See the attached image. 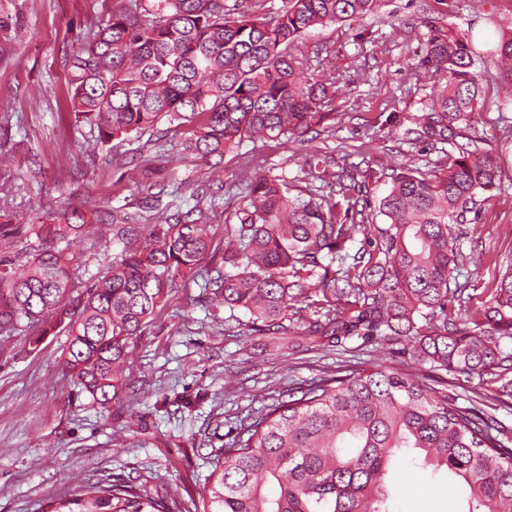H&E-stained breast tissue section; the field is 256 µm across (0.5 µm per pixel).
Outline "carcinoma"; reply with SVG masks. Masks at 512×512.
Listing matches in <instances>:
<instances>
[{
  "instance_id": "obj_1",
  "label": "carcinoma",
  "mask_w": 512,
  "mask_h": 512,
  "mask_svg": "<svg viewBox=\"0 0 512 512\" xmlns=\"http://www.w3.org/2000/svg\"><path fill=\"white\" fill-rule=\"evenodd\" d=\"M378 0H283L273 16L227 0H131L104 10L97 29L77 36L66 58L68 98L76 121L105 146L156 126L164 117L192 123L182 152L191 162L219 164L244 140L300 141L330 117L336 73L318 77L323 60L294 51L311 27L356 21ZM497 62L512 81V34L501 36ZM421 64L437 76L432 94L405 135L443 145L446 163L423 171L380 170L383 226L337 220L335 187L356 181L333 170L326 155L306 176L326 194L290 195L269 172L249 178L238 223L224 226V272L205 283L207 296L248 312L254 328L276 335L309 290L322 294L325 320L304 340L341 346L376 339L417 364L481 383L512 370V267L476 315L456 305L452 288L461 254L455 225L476 198L496 188V150L478 134L486 92L464 32L431 31ZM124 241L122 260L88 285L79 258L53 246L22 247L0 258V335L36 327L69 336L65 363L82 391L105 405L126 387L125 367L141 335L181 274L215 260L204 215L156 224L142 239L132 216L93 215ZM92 225L74 211L44 236L68 241ZM365 245L339 274L336 255L354 235ZM347 299V311L336 297ZM224 449L200 512H389L386 476L402 448L444 468L464 490L467 512H512V448L477 406L462 407L448 389L412 373L374 368L323 377L265 406ZM53 512H172L166 500L131 477L73 486Z\"/></svg>"
}]
</instances>
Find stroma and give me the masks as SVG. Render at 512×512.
<instances>
[{"label": "stroma", "instance_id": "35a3bbf8", "mask_svg": "<svg viewBox=\"0 0 512 512\" xmlns=\"http://www.w3.org/2000/svg\"><path fill=\"white\" fill-rule=\"evenodd\" d=\"M100 13L101 0H0V224L19 230L0 238V256L36 242L39 225L60 223L75 210L111 209L135 216L149 230L159 218L143 201L158 191L168 214L203 209L220 255L224 227L237 221L246 172L269 169L301 190L304 159L317 151L364 171L443 165L432 141L403 137L435 81L421 58L436 27L469 35L488 93L474 122L497 148L501 170L497 188L478 197L457 229L461 252L480 258L456 277L467 312L480 309L512 263V85L493 63L499 35L512 33V0H380L363 20L312 28L299 51L320 50L337 73L356 71L355 83L342 86L315 138L244 142L208 175L181 152L189 122L164 120L101 148L89 127L76 121L65 55ZM70 249L80 254L76 273L88 283L122 254L111 232L73 240ZM217 268L210 263L198 281L176 283L135 340L127 388L104 406L74 386L64 364V332L37 341L0 336V512H53L74 480L109 483L127 475L174 501L178 512H195L217 455L249 414L285 389L379 364L433 377L458 395L459 405H477L512 438V396L499 394L497 382L465 383L378 343L300 348L281 357L268 337L253 331L248 313L203 294L199 280L215 276ZM386 481L394 512L467 508L458 483L424 466L417 449L398 452Z\"/></svg>", "mask_w": 512, "mask_h": 512}]
</instances>
